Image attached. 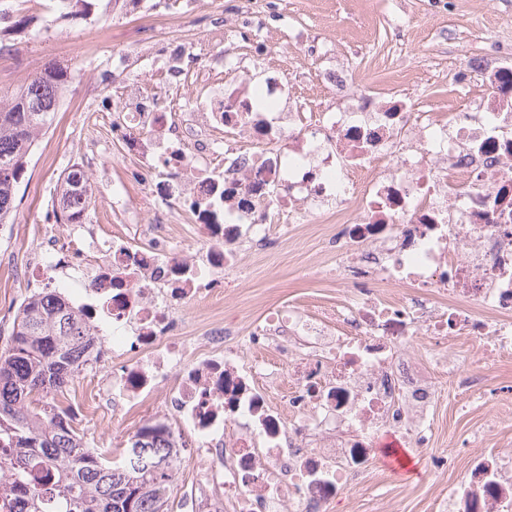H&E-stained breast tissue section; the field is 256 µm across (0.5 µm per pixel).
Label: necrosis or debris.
I'll use <instances>...</instances> for the list:
<instances>
[{
  "label": "necrosis or debris",
  "mask_w": 512,
  "mask_h": 512,
  "mask_svg": "<svg viewBox=\"0 0 512 512\" xmlns=\"http://www.w3.org/2000/svg\"><path fill=\"white\" fill-rule=\"evenodd\" d=\"M276 57L261 59V100L216 80L183 127L174 102L126 116L121 138L144 194L163 209L154 180L164 179L197 223L196 266L166 230L140 249L82 222L65 245L47 235L17 273L68 289L126 403L170 382L151 424L190 435L214 499L235 498L238 512H330L381 435L429 446L439 386L407 355L417 339L512 353V61L464 57L472 80L447 113L383 106L333 70L303 88ZM329 86L347 110L308 104ZM313 217L350 298L328 315L299 303L271 312L250 333L248 359L222 319L204 337L186 334L179 312L213 307L224 274L248 278L244 248ZM399 283L404 294L388 297ZM469 446L448 512H512V449Z\"/></svg>",
  "instance_id": "obj_1"
}]
</instances>
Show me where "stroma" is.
Returning <instances> with one entry per match:
<instances>
[{"label":"stroma","instance_id":"stroma-1","mask_svg":"<svg viewBox=\"0 0 512 512\" xmlns=\"http://www.w3.org/2000/svg\"><path fill=\"white\" fill-rule=\"evenodd\" d=\"M50 0H0V27L19 34L0 58V92L12 90L33 72L49 65L69 69V89L52 124L39 136L19 183L23 200L12 219V232L0 236V253L19 249L35 255L43 243L46 212L57 205L56 187L74 157L90 162L98 191L92 199V223L113 235L136 240L137 227L154 221L152 205L137 177L138 162L123 143L113 140L105 114L124 81L157 90L161 99L188 102L189 82L158 84L164 70L193 68L203 38L220 34L227 63L239 76L257 74L258 54L277 47L286 56L293 79L306 80L323 65H344L354 84L385 94L396 91L448 111L466 78L462 56L496 57L512 46V0H83L80 17L51 23ZM102 27V47L83 44V30ZM126 187L123 198L113 187ZM316 224L300 227L294 241H274L265 257L251 265L250 279L225 280L224 300L217 312L187 309V328L202 335L212 317L234 322L235 342L249 353V332L269 312L297 300L309 306L335 308L347 298L326 275L300 279L307 263H331L321 253ZM453 351L471 373H486L488 389L512 385V355L487 365L474 343H455ZM455 385L432 410L430 447L413 449L415 475L402 476L377 466L350 486L348 504L340 512H448L449 485L470 464L461 445L467 435L482 437L487 448H512V401L465 408ZM151 413L118 411L114 416L81 423L92 447L117 460L126 441ZM446 455L449 466L434 469L433 455Z\"/></svg>","mask_w":512,"mask_h":512}]
</instances>
